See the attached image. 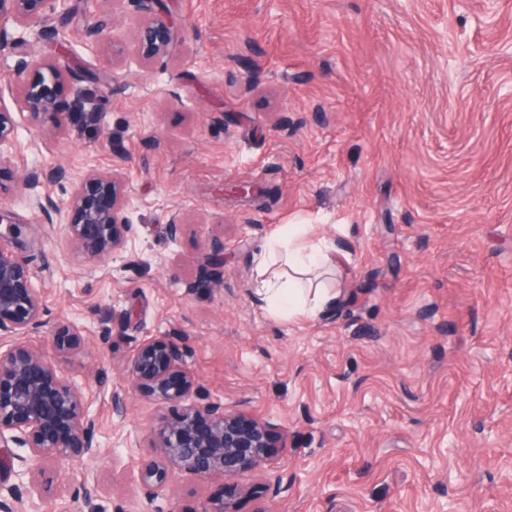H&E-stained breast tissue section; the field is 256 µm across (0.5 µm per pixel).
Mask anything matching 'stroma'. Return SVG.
<instances>
[{
	"mask_svg": "<svg viewBox=\"0 0 512 512\" xmlns=\"http://www.w3.org/2000/svg\"><path fill=\"white\" fill-rule=\"evenodd\" d=\"M69 5L67 43L28 52L109 72L101 123L72 116V83L62 133L18 113L8 78L24 53L0 51L17 144L0 208L39 230L47 326L31 342L49 355L57 324L89 328L62 368L85 381L105 444L46 471L42 512L62 492L78 512H512V0ZM151 10L175 30L163 61L90 52L95 19L129 46ZM116 165L135 235L94 271L35 219L23 175ZM236 182L265 194L225 195ZM292 224L339 261L338 296L312 319L273 317L254 292L256 255ZM217 238L224 268L207 283ZM148 336L183 343L200 396L286 428L279 466L296 481L178 473L145 498L139 468L178 413L122 369Z\"/></svg>",
	"mask_w": 512,
	"mask_h": 512,
	"instance_id": "1",
	"label": "stroma"
}]
</instances>
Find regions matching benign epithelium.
Returning <instances> with one entry per match:
<instances>
[{
  "label": "benign epithelium",
  "instance_id": "benign-epithelium-1",
  "mask_svg": "<svg viewBox=\"0 0 512 512\" xmlns=\"http://www.w3.org/2000/svg\"><path fill=\"white\" fill-rule=\"evenodd\" d=\"M10 3L8 12L1 6ZM68 0H0V47L18 49L31 43L51 41L64 44L68 31L63 20ZM17 36L8 38L5 25ZM174 39L173 25L154 13L138 29L133 53L152 64L168 55ZM38 78L26 80V67L15 71L10 84L16 88L15 102L37 123L51 119L55 130L62 128L55 106L65 82L79 77L89 83L85 103L102 100L106 83L95 73L74 74L56 62L33 61ZM15 150L12 113L0 109V163L8 162ZM69 180L71 196L65 206L43 191L49 184ZM30 207L52 224L64 226L69 242L87 262L100 265L112 255L126 251L133 234L123 212L130 204L120 173L72 176L63 167L31 169L23 178ZM229 192L236 198L253 200L263 189L250 183H235ZM0 240L9 239L26 248L32 231L0 212ZM45 308L34 282L30 256L0 245V447L27 448L30 465L15 472L16 481L0 483V512H40L35 501L38 475L49 468L91 458L101 451L96 425L85 404V384L68 376L60 364L48 361L28 338L43 332ZM85 327L70 322L53 334L54 348L61 360L77 354L83 345ZM182 345L167 337L144 339L127 356L124 371L138 390L161 403H182L181 416L162 427L157 456L138 471L139 489L146 497L163 486L174 471L205 479L214 474L240 477L275 464L287 451V433L274 425L247 417L220 400H193L194 379L185 368Z\"/></svg>",
  "mask_w": 512,
  "mask_h": 512
}]
</instances>
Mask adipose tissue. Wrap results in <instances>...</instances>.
I'll list each match as a JSON object with an SVG mask.
<instances>
[{
    "label": "adipose tissue",
    "instance_id": "ef3b65f1",
    "mask_svg": "<svg viewBox=\"0 0 512 512\" xmlns=\"http://www.w3.org/2000/svg\"><path fill=\"white\" fill-rule=\"evenodd\" d=\"M331 261L327 247L306 237V227L294 225L256 260V293L275 316H317L334 297L318 272Z\"/></svg>",
    "mask_w": 512,
    "mask_h": 512
}]
</instances>
